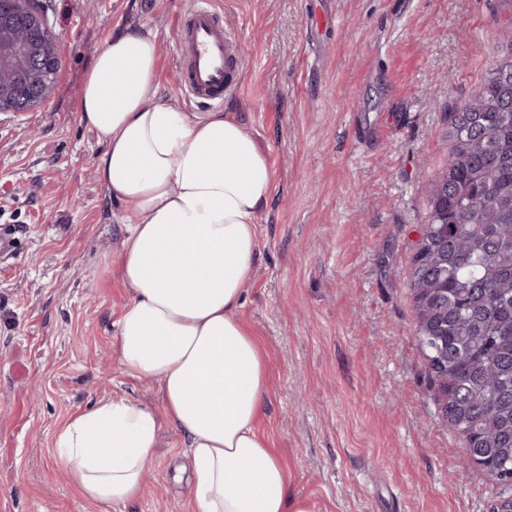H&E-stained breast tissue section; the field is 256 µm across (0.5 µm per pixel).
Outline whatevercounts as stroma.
I'll return each mask as SVG.
<instances>
[{
    "label": "stroma",
    "instance_id": "obj_1",
    "mask_svg": "<svg viewBox=\"0 0 512 512\" xmlns=\"http://www.w3.org/2000/svg\"><path fill=\"white\" fill-rule=\"evenodd\" d=\"M329 50L305 0H212L239 40L244 85L224 101L273 172L260 256L237 315L267 355L260 432L310 512H492L498 488L438 410L406 286L449 114L512 42V0H335ZM192 0H49L60 69L42 104L0 112V512H192L183 437L159 421L142 494L86 500L58 467L57 430L161 385L115 357L128 300L104 263L122 205L80 119L84 74L112 35L156 34L157 97L195 111L175 77L174 21Z\"/></svg>",
    "mask_w": 512,
    "mask_h": 512
}]
</instances>
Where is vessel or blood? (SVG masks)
Instances as JSON below:
<instances>
[{
	"mask_svg": "<svg viewBox=\"0 0 512 512\" xmlns=\"http://www.w3.org/2000/svg\"><path fill=\"white\" fill-rule=\"evenodd\" d=\"M178 84L195 102L213 106L241 86L243 51L210 0H195L175 21Z\"/></svg>",
	"mask_w": 512,
	"mask_h": 512,
	"instance_id": "obj_1",
	"label": "vessel or blood"
}]
</instances>
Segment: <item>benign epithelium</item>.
I'll return each mask as SVG.
<instances>
[{"label": "benign epithelium", "mask_w": 512, "mask_h": 512, "mask_svg": "<svg viewBox=\"0 0 512 512\" xmlns=\"http://www.w3.org/2000/svg\"><path fill=\"white\" fill-rule=\"evenodd\" d=\"M30 31L46 30L48 21L40 0H12V9L0 12V75H18L19 80H0V112H23L41 103L49 88L40 80L54 67L55 46L41 38L23 41L19 25Z\"/></svg>", "instance_id": "benign-epithelium-1"}]
</instances>
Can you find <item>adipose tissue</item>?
<instances>
[{
    "label": "adipose tissue",
    "mask_w": 512,
    "mask_h": 512,
    "mask_svg": "<svg viewBox=\"0 0 512 512\" xmlns=\"http://www.w3.org/2000/svg\"><path fill=\"white\" fill-rule=\"evenodd\" d=\"M158 78L154 34L114 35L84 75L80 118L104 145L99 181L123 207L117 361L159 380L163 409L112 398L79 411L55 435L57 463L85 498L127 503L142 491L162 414L185 439L193 512H309L259 431L266 355L237 316L259 254L268 159L239 119L156 98Z\"/></svg>",
    "instance_id": "ef3b65f1"
}]
</instances>
